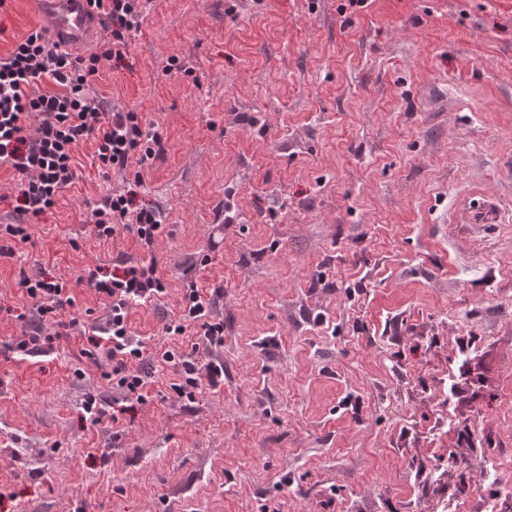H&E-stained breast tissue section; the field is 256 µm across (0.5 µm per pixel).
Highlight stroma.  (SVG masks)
<instances>
[{"instance_id": "stroma-1", "label": "stroma", "mask_w": 512, "mask_h": 512, "mask_svg": "<svg viewBox=\"0 0 512 512\" xmlns=\"http://www.w3.org/2000/svg\"><path fill=\"white\" fill-rule=\"evenodd\" d=\"M39 9L10 0L1 51ZM95 87L167 151L117 175L85 145L25 242L0 165V512H512V0H151ZM136 177L148 248L90 221ZM125 260L167 292L131 312L146 400L116 412L75 278ZM39 270L74 305L25 356ZM190 283L223 346L165 335ZM170 346L223 385L177 398ZM35 335L27 336V338H24L18 342V351L23 353V355L31 356L35 353H47L53 349L56 336H39L40 334Z\"/></svg>"}]
</instances>
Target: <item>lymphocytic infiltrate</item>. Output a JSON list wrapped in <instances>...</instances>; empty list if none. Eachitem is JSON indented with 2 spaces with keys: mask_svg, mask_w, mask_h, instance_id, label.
Listing matches in <instances>:
<instances>
[{
  "mask_svg": "<svg viewBox=\"0 0 512 512\" xmlns=\"http://www.w3.org/2000/svg\"><path fill=\"white\" fill-rule=\"evenodd\" d=\"M149 0H88L91 15L105 32L98 51L83 57L72 55L43 31L35 29L0 52V163L10 165L22 177L21 213L37 217L53 210L60 195L72 185L80 149L93 143V159L105 171L125 172L131 163L145 164L163 155L166 139L161 130L145 128L133 111H111L99 100L93 79L106 62L124 58L130 34L143 19ZM135 189L105 195L90 213L99 238L108 239L119 229L135 233L151 246L162 231L159 212L135 205ZM99 297L109 302L103 336L89 337L112 364L114 388L123 400L144 401V380L134 365L146 344L128 324L129 312L158 299L166 291L155 264H123L111 276L89 270ZM30 316L43 322L69 306L56 278L38 273L19 282ZM181 314L166 327L168 335L184 334L188 325H199L201 343H224L223 323L213 321L208 303L195 285L184 289ZM174 366L176 382L171 390L193 400L201 382L220 386L224 365L220 360L201 362L192 354L172 349L162 355Z\"/></svg>",
  "mask_w": 512,
  "mask_h": 512,
  "instance_id": "1",
  "label": "lymphocytic infiltrate"
}]
</instances>
